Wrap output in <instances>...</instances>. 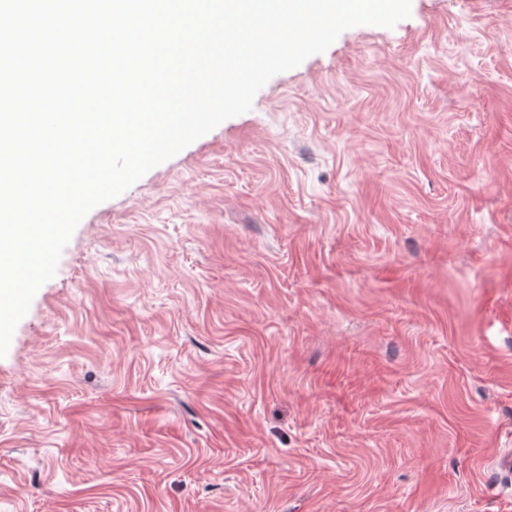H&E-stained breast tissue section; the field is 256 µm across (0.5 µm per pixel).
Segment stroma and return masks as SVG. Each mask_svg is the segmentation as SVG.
Instances as JSON below:
<instances>
[{
  "instance_id": "1",
  "label": "stroma",
  "mask_w": 512,
  "mask_h": 512,
  "mask_svg": "<svg viewBox=\"0 0 512 512\" xmlns=\"http://www.w3.org/2000/svg\"><path fill=\"white\" fill-rule=\"evenodd\" d=\"M512 0H411L93 208L0 358V512H512Z\"/></svg>"
}]
</instances>
